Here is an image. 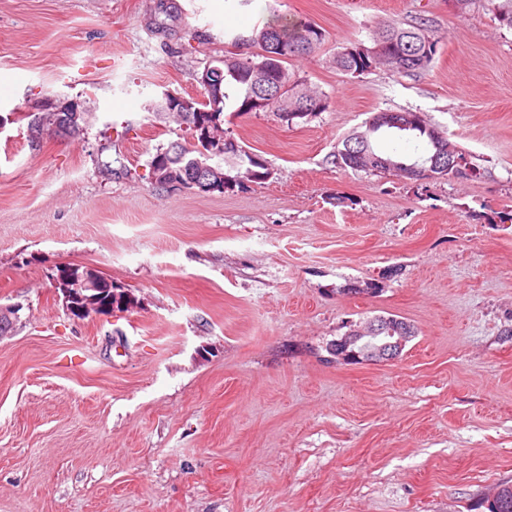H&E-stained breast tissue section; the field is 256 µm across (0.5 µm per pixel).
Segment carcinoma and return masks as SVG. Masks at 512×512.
I'll return each mask as SVG.
<instances>
[{"instance_id":"carcinoma-1","label":"carcinoma","mask_w":512,"mask_h":512,"mask_svg":"<svg viewBox=\"0 0 512 512\" xmlns=\"http://www.w3.org/2000/svg\"><path fill=\"white\" fill-rule=\"evenodd\" d=\"M458 9L465 13L477 3L491 11L499 25L512 29V0H455ZM325 41V31L309 20H296L281 25L271 19L261 28H254L248 36L235 34L230 39L233 47L247 45L253 51L237 53L226 50L224 55L212 60L211 65L223 69V77L214 80L212 91L206 94L207 102L199 103L203 111L196 114L176 112L167 99L160 98L152 111L171 115L179 123L182 135L153 155L162 157L167 163L168 177L179 180L186 190H201L204 194L246 190L250 184H261L271 171L266 159L255 152L244 149L230 135L224 132V112L238 114L249 112H272L281 122L292 125L298 121H308L326 112L331 107L329 96L309 89L297 79L288 68V62L297 57L310 56ZM374 43H386V52L392 59L382 60L372 54V49L349 45L336 52V69L354 77L384 66L396 74H414L425 71L434 61L439 50V41L425 24L405 27L401 23H391L378 28L373 37ZM303 43L309 49L295 50ZM287 87V95L268 103H262L259 76ZM377 127L366 137H361L366 125H361L347 134L331 155V163L340 169L350 168L359 171L356 153L364 151L376 153L375 139L381 133H396L413 140L421 153L411 162L390 161L397 170L408 164L428 167L437 162L433 169L436 178H463L469 175V162L456 144L442 136L417 112H377L371 116ZM85 112H38L29 115L28 126L33 139L45 130L65 136H76L83 130ZM218 141L224 145L219 151H201L205 144ZM224 157V164H213L216 156ZM206 165L224 174V183L212 185V189L199 188L194 183L199 166ZM87 283L97 289L102 302L117 303L118 307L134 304L133 294L118 288L95 269L87 267H61L55 283L59 288H72L76 283Z\"/></svg>"}]
</instances>
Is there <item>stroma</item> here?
I'll return each mask as SVG.
<instances>
[{"mask_svg":"<svg viewBox=\"0 0 512 512\" xmlns=\"http://www.w3.org/2000/svg\"><path fill=\"white\" fill-rule=\"evenodd\" d=\"M326 32L290 68L331 108L224 128L267 160L244 191L148 179L180 127L148 104L268 5ZM440 42L414 75L332 59L378 24ZM79 102L31 149L22 116ZM413 111L474 165L425 186L329 161L375 112ZM0 512H488L512 484V30L453 0H0ZM111 161L114 175L100 173ZM97 269L137 298L74 317L52 280ZM378 285L375 294L368 285ZM395 315L392 361L328 344Z\"/></svg>","mask_w":512,"mask_h":512,"instance_id":"obj_1","label":"stroma"}]
</instances>
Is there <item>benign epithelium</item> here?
<instances>
[{"label": "benign epithelium", "mask_w": 512, "mask_h": 512, "mask_svg": "<svg viewBox=\"0 0 512 512\" xmlns=\"http://www.w3.org/2000/svg\"><path fill=\"white\" fill-rule=\"evenodd\" d=\"M64 292L65 299L80 300L82 314H100L102 306L94 296L83 294L80 288H66ZM409 340L408 329L384 319L366 323L337 337L329 344L328 352L339 363H356L372 356L392 361L401 354Z\"/></svg>", "instance_id": "benign-epithelium-1"}]
</instances>
